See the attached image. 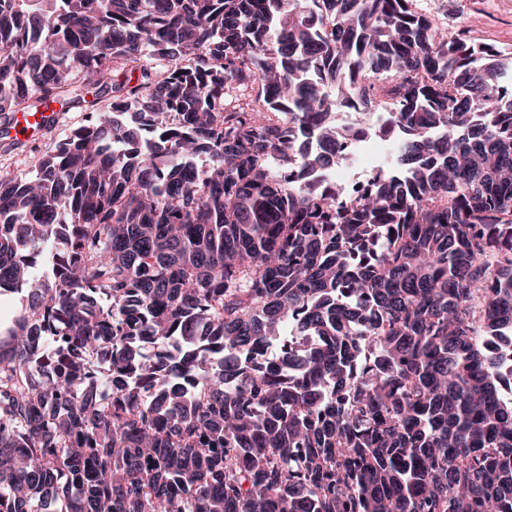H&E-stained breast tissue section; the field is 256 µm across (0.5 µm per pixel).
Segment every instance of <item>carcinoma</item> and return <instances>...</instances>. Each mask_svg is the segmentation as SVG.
I'll use <instances>...</instances> for the list:
<instances>
[{"instance_id": "carcinoma-1", "label": "carcinoma", "mask_w": 512, "mask_h": 512, "mask_svg": "<svg viewBox=\"0 0 512 512\" xmlns=\"http://www.w3.org/2000/svg\"><path fill=\"white\" fill-rule=\"evenodd\" d=\"M413 2L0 0V125L87 113L0 168V512H512V78ZM371 69L352 199L317 86ZM366 83L371 86L368 98L381 104V108L377 112H362L360 107L336 103L333 119L336 127L345 133L336 154L341 156L344 164L333 169H318L309 176V180L317 182L341 179L353 195H360L376 178L392 172L394 141L400 136L401 130L397 133L394 128L392 140L380 138L371 132L373 127L390 124L391 114L397 112L398 108L390 96L389 77L372 74ZM85 117V112L75 110L64 112L60 126L40 136L38 140H36V144L24 146L9 152H2L0 149V166L9 165L10 169L15 172L27 170L30 164V157L35 149L37 153L41 155L53 152L59 140L62 139L69 130L84 123Z\"/></svg>"}]
</instances>
